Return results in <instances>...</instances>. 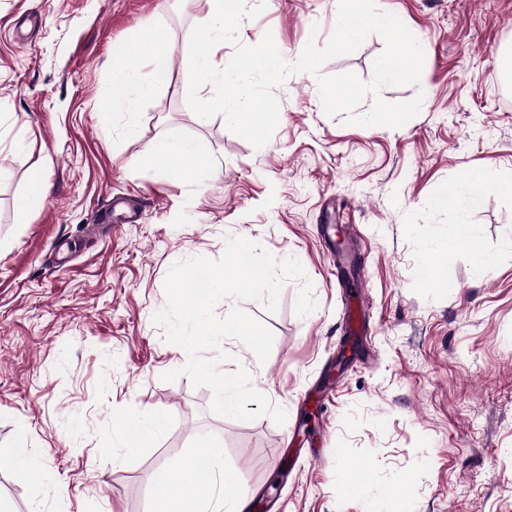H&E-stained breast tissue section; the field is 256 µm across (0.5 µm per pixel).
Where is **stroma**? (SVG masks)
I'll use <instances>...</instances> for the list:
<instances>
[{"instance_id": "obj_1", "label": "stroma", "mask_w": 512, "mask_h": 512, "mask_svg": "<svg viewBox=\"0 0 512 512\" xmlns=\"http://www.w3.org/2000/svg\"><path fill=\"white\" fill-rule=\"evenodd\" d=\"M260 7L238 39L265 32L287 62L325 45L338 0H246ZM421 43L422 96L399 128L325 115L318 75L288 76L279 122L262 148L223 116L198 117L182 86L202 34L194 0H0V456L37 458L43 480L0 464V512H151L159 472L218 441L240 483L264 492L251 512H512V196L490 190L465 213L435 204L449 182L512 170V87L494 59L512 45V0H379ZM172 43L169 77L129 113L102 114L112 64L144 24ZM384 40L370 35L320 75L371 81ZM189 138L219 162L187 175L137 165L162 138ZM46 195L16 203L33 173ZM141 202L139 223H114L112 200ZM467 222L484 257L453 251L449 281L427 266L442 232ZM244 237L276 260L296 258L316 308L298 316V281L277 311L242 310L274 335L266 362L234 340L224 367L285 410L251 421L213 412L189 377L163 381L188 357L154 314L177 262L219 259ZM160 412L152 446L114 444L112 415ZM312 435L281 478L290 426ZM367 472L368 490L349 492Z\"/></svg>"}]
</instances>
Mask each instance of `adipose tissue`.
Segmentation results:
<instances>
[{
  "label": "adipose tissue",
  "mask_w": 512,
  "mask_h": 512,
  "mask_svg": "<svg viewBox=\"0 0 512 512\" xmlns=\"http://www.w3.org/2000/svg\"><path fill=\"white\" fill-rule=\"evenodd\" d=\"M204 30L187 58L192 73L182 87L191 99H201L204 90L224 81V69L216 61L224 48L226 22L236 9L238 0H196ZM143 58L140 70L129 69L115 61L112 69L113 91L104 103L106 112H129L136 95L151 93L161 82L159 73L167 69L173 44L167 32L157 26H145L133 47ZM141 163L161 168L213 169L216 160L197 142L187 139H161L141 156ZM512 194V171L502 173L494 184L467 177L446 186L436 199L437 206L465 211L482 199L487 189ZM199 455L209 462L208 469L196 466L167 471L158 477L161 489L153 512H242L241 487L235 470L224 468V450L217 443L199 438Z\"/></svg>",
  "instance_id": "1"
}]
</instances>
